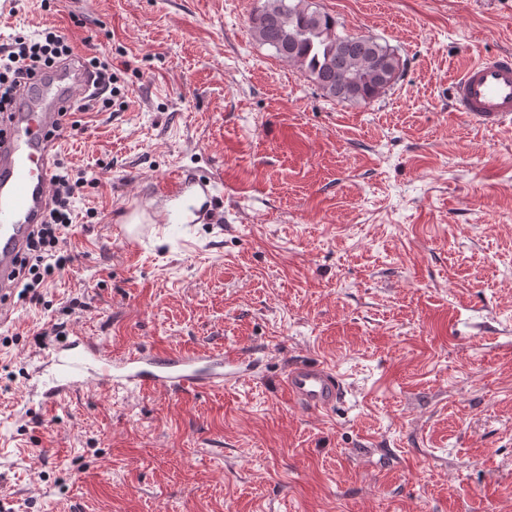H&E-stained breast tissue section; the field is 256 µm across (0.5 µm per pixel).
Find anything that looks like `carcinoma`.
<instances>
[{
    "label": "carcinoma",
    "instance_id": "carcinoma-1",
    "mask_svg": "<svg viewBox=\"0 0 512 512\" xmlns=\"http://www.w3.org/2000/svg\"><path fill=\"white\" fill-rule=\"evenodd\" d=\"M251 15L256 41L296 66L337 102L369 103L404 74L407 61L377 39L338 32L336 17L312 0H257Z\"/></svg>",
    "mask_w": 512,
    "mask_h": 512
}]
</instances>
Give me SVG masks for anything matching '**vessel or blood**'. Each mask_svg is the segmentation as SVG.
<instances>
[{
    "mask_svg": "<svg viewBox=\"0 0 512 512\" xmlns=\"http://www.w3.org/2000/svg\"><path fill=\"white\" fill-rule=\"evenodd\" d=\"M88 90L86 75L72 65L40 77L33 90L21 92L25 105L0 135V321L11 314L18 260L48 201L52 152L65 133L66 115ZM451 106L483 127L511 122L512 55L468 61L452 84ZM234 360L221 350L208 356L150 350L113 357L88 337L75 336L42 357V404L53 407L61 393L93 380L141 393L213 390L223 387L224 368ZM283 388L294 403L327 410L341 399L344 385L333 367L307 359L288 368Z\"/></svg>",
    "mask_w": 512,
    "mask_h": 512,
    "instance_id": "vessel-or-blood-1",
    "label": "vessel or blood"
}]
</instances>
